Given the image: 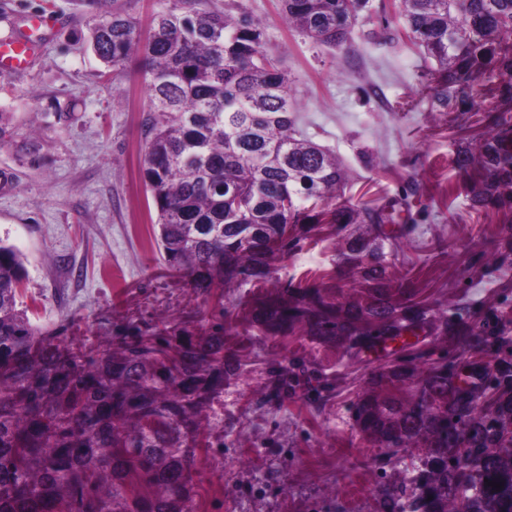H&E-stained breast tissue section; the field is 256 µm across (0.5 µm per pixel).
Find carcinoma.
I'll use <instances>...</instances> for the list:
<instances>
[{"instance_id": "1", "label": "carcinoma", "mask_w": 512, "mask_h": 512, "mask_svg": "<svg viewBox=\"0 0 512 512\" xmlns=\"http://www.w3.org/2000/svg\"><path fill=\"white\" fill-rule=\"evenodd\" d=\"M150 38L114 12L90 45L108 67L132 60L148 81L141 177L156 208V242L168 267L214 299L216 321L196 314L133 326L102 349L63 345L33 325L19 301L22 254L0 241V512H200L195 477L211 448L205 423L241 370L224 342V287L261 286L251 309L258 335L298 331L356 354L448 315L403 305L386 279L382 247L348 237L363 287L336 301L334 288L268 290L288 226L346 181L336 155L296 127L299 102L264 50L265 26L239 0L198 10L195 0H158ZM283 20L314 43L352 48L368 0H281ZM411 44L439 76L431 107L467 112L484 82L501 79L512 103V0H400ZM477 151L452 164L477 171L471 206L512 207V106L488 111ZM334 224H386L391 214L359 205L330 212ZM499 337H463L470 381L448 363L419 371L385 363L351 405L364 439L389 456L422 454L412 493L381 494L380 512H512V358L483 353ZM302 364L273 377L278 397L296 392ZM405 388L398 397L391 388ZM496 482L500 487H491Z\"/></svg>"}]
</instances>
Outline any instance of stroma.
<instances>
[{
	"label": "stroma",
	"instance_id": "stroma-1",
	"mask_svg": "<svg viewBox=\"0 0 512 512\" xmlns=\"http://www.w3.org/2000/svg\"><path fill=\"white\" fill-rule=\"evenodd\" d=\"M260 19L266 49L301 102L297 127L341 160L349 179L340 204L384 209L415 188L406 224L312 223L275 261L270 287H358L343 262L354 233L378 240L395 288L452 315L450 335L428 327L397 357L420 368L462 364L459 336L473 324L507 323L512 354V209L470 206L468 176L452 165L463 138L483 131L487 89L470 112L430 110L436 80L414 48L397 8L370 0L352 32L353 52L320 46L283 24L279 0H240ZM156 0H0V40L28 32L30 13L48 25L28 67L0 80V241L23 255L20 300L31 322L64 343L104 346L130 326L210 314L209 297L164 264L154 240L156 212L139 169L147 82L132 67L112 73L88 45L91 27L120 11L148 31ZM249 283L224 290L228 343L243 366L213 406L223 429L196 475L202 512H378L382 490L409 485L417 450L389 458L358 433L351 403L381 364L298 333L279 343L254 335ZM305 362L311 384L272 400L270 373Z\"/></svg>",
	"mask_w": 512,
	"mask_h": 512
}]
</instances>
